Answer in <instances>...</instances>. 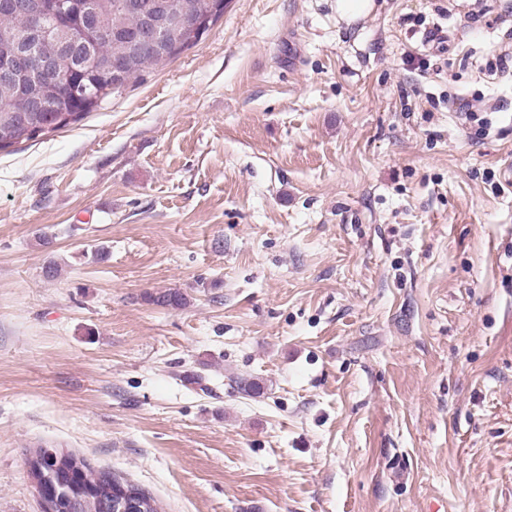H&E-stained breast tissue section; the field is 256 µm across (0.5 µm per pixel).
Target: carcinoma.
I'll use <instances>...</instances> for the list:
<instances>
[{
	"label": "carcinoma",
	"instance_id": "carcinoma-1",
	"mask_svg": "<svg viewBox=\"0 0 512 512\" xmlns=\"http://www.w3.org/2000/svg\"><path fill=\"white\" fill-rule=\"evenodd\" d=\"M165 15L190 13L201 25L198 32L167 30L161 39L163 50L155 53H139L124 41L114 37L127 36L138 28L139 17L127 11L124 0H92L88 16L94 28L84 25L80 8L74 7L68 19L69 27L63 31L64 41L78 49L77 54L62 53L55 58V65L70 77V83L87 88L85 95L74 97L67 86L39 83V78L28 74L17 85L0 84V151L19 142L64 128L81 120L110 96L121 92L131 81L149 69L165 66L184 50L196 45L200 37L224 15L229 0H160ZM0 30L10 32L18 41H0V59L7 58L26 45L24 37L29 33L28 19L0 12ZM97 57L93 69L82 67L79 60L85 49ZM152 303L171 308H181L187 298L178 291H164L149 296ZM55 458L46 466L71 471L79 469L87 481L93 484L104 498H127L144 506L143 512H159L156 500L143 490L120 482L116 476L93 471L86 461L70 452L53 449Z\"/></svg>",
	"mask_w": 512,
	"mask_h": 512
}]
</instances>
